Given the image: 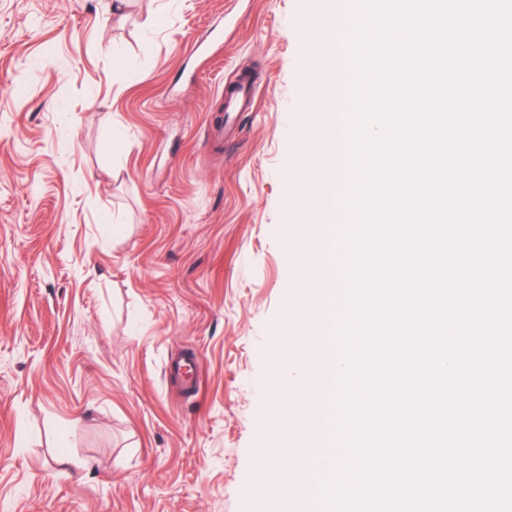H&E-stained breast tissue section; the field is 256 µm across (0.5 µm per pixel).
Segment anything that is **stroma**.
I'll return each instance as SVG.
<instances>
[{"mask_svg":"<svg viewBox=\"0 0 512 512\" xmlns=\"http://www.w3.org/2000/svg\"><path fill=\"white\" fill-rule=\"evenodd\" d=\"M315 3L0 0V512H259ZM256 84L241 79L236 83L234 91L226 95V109L228 112H244L252 109L255 101Z\"/></svg>","mask_w":512,"mask_h":512,"instance_id":"stroma-1","label":"stroma"}]
</instances>
